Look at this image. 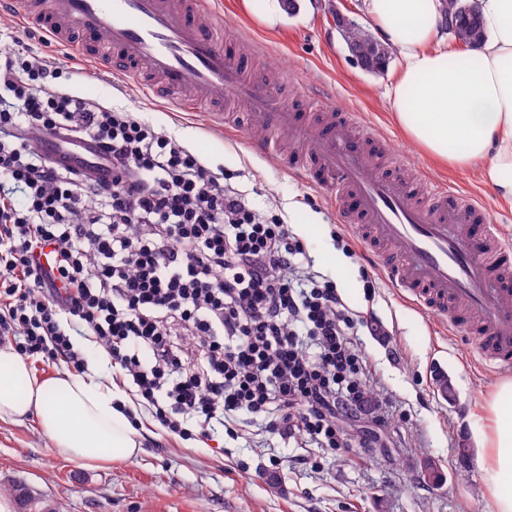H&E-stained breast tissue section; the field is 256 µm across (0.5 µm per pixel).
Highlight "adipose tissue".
<instances>
[{"label":"adipose tissue","instance_id":"1","mask_svg":"<svg viewBox=\"0 0 512 512\" xmlns=\"http://www.w3.org/2000/svg\"><path fill=\"white\" fill-rule=\"evenodd\" d=\"M486 36L462 53L432 52L443 0H364L374 29L404 58L393 112L410 139L449 169L478 171L496 199L512 203V0H477ZM131 400L83 374L36 377L11 345L0 346V420L35 416L54 454L81 463L139 454ZM476 466L487 512H512V379L484 404Z\"/></svg>","mask_w":512,"mask_h":512}]
</instances>
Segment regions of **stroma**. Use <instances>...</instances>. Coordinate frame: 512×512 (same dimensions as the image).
<instances>
[{"mask_svg": "<svg viewBox=\"0 0 512 512\" xmlns=\"http://www.w3.org/2000/svg\"><path fill=\"white\" fill-rule=\"evenodd\" d=\"M224 39L249 62L251 74L276 84L283 102L304 110L325 96L338 112L356 111L370 122L390 152L410 158L420 177L480 197L495 223L512 236V205L499 204L476 174L434 164L396 124L387 96L401 70L398 51L385 68L368 72L353 62L330 20L342 12L363 29L371 23L363 0H301L288 12L284 0H223ZM27 58L60 66V87L108 107L140 113L174 135L210 167H223L263 214L282 217L306 245L315 271L335 281L346 306L371 326L355 348L370 363L381 401L391 402V422L346 421L348 433L377 429L366 447L297 448L271 433L265 419L213 440L168 435L147 410H139L144 442L139 456L83 466L55 455L38 421H0V486L23 488L32 499L61 512H480L484 491L474 459L479 405L512 366L485 369L475 358L469 328L448 329L392 288L369 254L348 255L329 195L288 170L282 154L251 147L245 126L213 122L214 109L178 112L148 97L114 69H78L71 44L46 40L34 26L19 25L11 6L0 8V45ZM453 397H445L441 380ZM432 457L442 479L431 482L419 466ZM466 473L458 481L457 473Z\"/></svg>", "mask_w": 512, "mask_h": 512, "instance_id": "1", "label": "stroma"}]
</instances>
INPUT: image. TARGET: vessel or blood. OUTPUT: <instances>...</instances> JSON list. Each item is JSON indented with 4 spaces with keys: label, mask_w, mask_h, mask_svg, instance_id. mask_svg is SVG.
I'll list each match as a JSON object with an SVG mask.
<instances>
[{
    "label": "vessel or blood",
    "mask_w": 512,
    "mask_h": 512,
    "mask_svg": "<svg viewBox=\"0 0 512 512\" xmlns=\"http://www.w3.org/2000/svg\"><path fill=\"white\" fill-rule=\"evenodd\" d=\"M18 19L57 41H106L112 61L147 91H166L184 112L196 103L243 105L253 147L296 145L287 166L338 200L342 223L355 228L392 287L449 328L474 327L482 366L512 364V241L491 223L482 202L462 190L405 180L406 157L384 156L369 122L355 112L321 115L288 109L273 85L254 81L247 62L224 42L214 0H16ZM38 148L79 166L99 162L94 141Z\"/></svg>",
    "instance_id": "b4317fda"
}]
</instances>
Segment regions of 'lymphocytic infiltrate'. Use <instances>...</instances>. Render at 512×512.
Here are the masks:
<instances>
[{
  "label": "lymphocytic infiltrate",
  "instance_id": "1",
  "mask_svg": "<svg viewBox=\"0 0 512 512\" xmlns=\"http://www.w3.org/2000/svg\"><path fill=\"white\" fill-rule=\"evenodd\" d=\"M53 63L0 53V339L82 369L101 344L168 432L267 417L343 448L373 403L359 320L307 249L224 174L133 112L60 89ZM97 142L111 179L54 161L31 132Z\"/></svg>",
  "mask_w": 512,
  "mask_h": 512
}]
</instances>
